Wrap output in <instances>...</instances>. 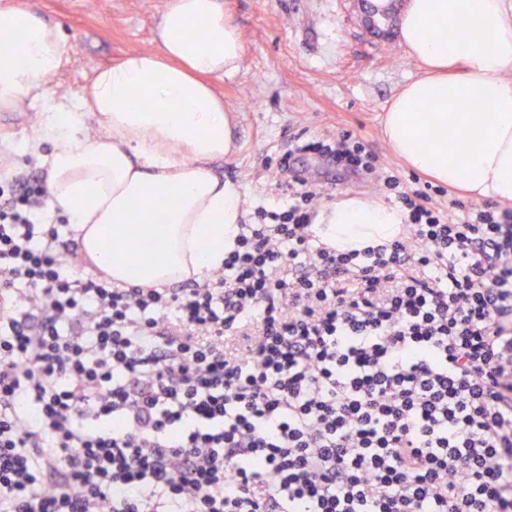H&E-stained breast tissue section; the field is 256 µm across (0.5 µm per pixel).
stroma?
<instances>
[{"instance_id":"35a3bbf8","label":"stroma","mask_w":512,"mask_h":512,"mask_svg":"<svg viewBox=\"0 0 512 512\" xmlns=\"http://www.w3.org/2000/svg\"><path fill=\"white\" fill-rule=\"evenodd\" d=\"M46 22L66 33L69 64L52 77L64 94L84 91L94 70L118 62L127 52L152 50L166 0H27ZM242 34L240 72L217 84L225 108L237 115L238 150L214 161L219 177L240 184L244 223L254 207L275 195L288 177L278 168L290 138H335L350 131L379 158L384 171L412 180L414 173L381 135L389 100L418 74L398 37L370 36L362 24L360 0H223ZM37 120L35 110H0V173L47 176L20 145ZM307 172L327 207L345 194L385 200L377 180L347 179L312 155L294 160Z\"/></svg>"}]
</instances>
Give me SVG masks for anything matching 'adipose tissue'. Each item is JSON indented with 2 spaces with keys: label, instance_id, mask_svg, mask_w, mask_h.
Instances as JSON below:
<instances>
[{
  "label": "adipose tissue",
  "instance_id": "1",
  "mask_svg": "<svg viewBox=\"0 0 512 512\" xmlns=\"http://www.w3.org/2000/svg\"><path fill=\"white\" fill-rule=\"evenodd\" d=\"M399 34L421 72L385 110L389 146L436 183L512 203V0H406ZM65 40L31 7L0 13V108L36 109L23 150L47 166L52 206L77 225L85 256L119 284L221 266L243 208L240 186L210 168L235 151L217 83L245 47L220 0H167L158 50L98 67L80 96L48 83L69 62ZM316 221L346 248L395 237L402 216L349 195Z\"/></svg>",
  "mask_w": 512,
  "mask_h": 512
}]
</instances>
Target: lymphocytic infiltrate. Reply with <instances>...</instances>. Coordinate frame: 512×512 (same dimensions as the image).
<instances>
[{
  "mask_svg": "<svg viewBox=\"0 0 512 512\" xmlns=\"http://www.w3.org/2000/svg\"><path fill=\"white\" fill-rule=\"evenodd\" d=\"M383 183L398 239L326 246L296 176L176 288L80 274L46 185H1L0 512H512V210Z\"/></svg>",
  "mask_w": 512,
  "mask_h": 512,
  "instance_id": "1",
  "label": "lymphocytic infiltrate"
}]
</instances>
